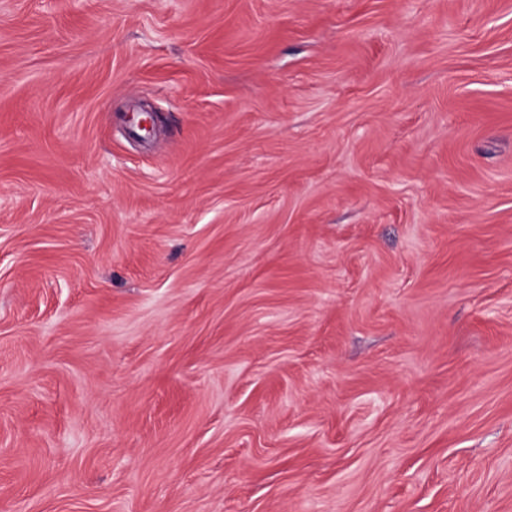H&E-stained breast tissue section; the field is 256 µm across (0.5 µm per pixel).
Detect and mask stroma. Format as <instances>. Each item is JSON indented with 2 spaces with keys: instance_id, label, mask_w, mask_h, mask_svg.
<instances>
[{
  "instance_id": "1",
  "label": "stroma",
  "mask_w": 512,
  "mask_h": 512,
  "mask_svg": "<svg viewBox=\"0 0 512 512\" xmlns=\"http://www.w3.org/2000/svg\"><path fill=\"white\" fill-rule=\"evenodd\" d=\"M0 512H512V0H0Z\"/></svg>"
}]
</instances>
